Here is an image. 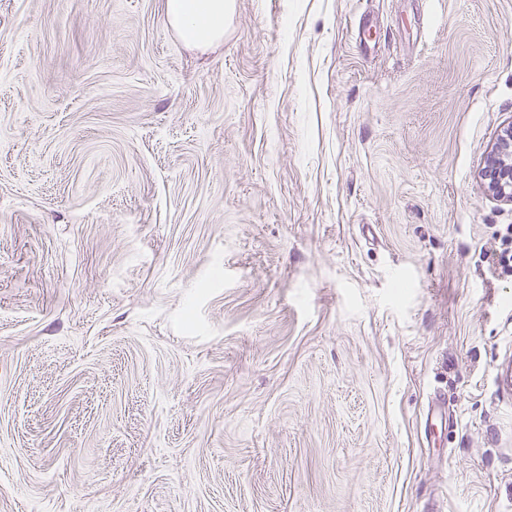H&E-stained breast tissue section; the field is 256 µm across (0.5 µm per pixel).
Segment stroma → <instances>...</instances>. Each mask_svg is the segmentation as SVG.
I'll return each mask as SVG.
<instances>
[{
    "mask_svg": "<svg viewBox=\"0 0 512 512\" xmlns=\"http://www.w3.org/2000/svg\"><path fill=\"white\" fill-rule=\"evenodd\" d=\"M511 122L512 0H0V512H512ZM232 0H165L166 21L187 44L206 48L224 37ZM481 179L489 194L512 204V122L503 128Z\"/></svg>",
    "mask_w": 512,
    "mask_h": 512,
    "instance_id": "1",
    "label": "stroma"
}]
</instances>
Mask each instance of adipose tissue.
<instances>
[{
	"label": "adipose tissue",
	"mask_w": 512,
	"mask_h": 512,
	"mask_svg": "<svg viewBox=\"0 0 512 512\" xmlns=\"http://www.w3.org/2000/svg\"><path fill=\"white\" fill-rule=\"evenodd\" d=\"M232 0H165V17L187 44L206 48L224 37Z\"/></svg>",
	"instance_id": "obj_1"
}]
</instances>
